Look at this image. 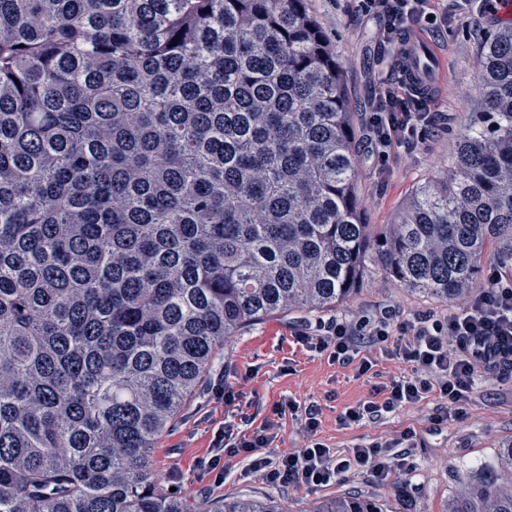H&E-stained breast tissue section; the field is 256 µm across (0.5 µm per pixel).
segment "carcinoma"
<instances>
[{
  "instance_id": "carcinoma-1",
  "label": "carcinoma",
  "mask_w": 512,
  "mask_h": 512,
  "mask_svg": "<svg viewBox=\"0 0 512 512\" xmlns=\"http://www.w3.org/2000/svg\"><path fill=\"white\" fill-rule=\"evenodd\" d=\"M477 67L493 125L367 224L307 0H0V512H187L152 449L228 337L375 268L441 301L509 269L512 23ZM446 512H512V438Z\"/></svg>"
}]
</instances>
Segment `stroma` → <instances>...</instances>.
<instances>
[{
    "label": "stroma",
    "mask_w": 512,
    "mask_h": 512,
    "mask_svg": "<svg viewBox=\"0 0 512 512\" xmlns=\"http://www.w3.org/2000/svg\"><path fill=\"white\" fill-rule=\"evenodd\" d=\"M308 7L331 42L344 69L357 135H365L366 111L378 90L377 74L398 81L392 48L384 42L381 21L362 18L357 0H308ZM502 25L492 0H471L467 24L449 23L447 31L429 28L445 70V87L430 101L438 121L434 133L411 155L380 170L364 150H356L359 190L368 223L387 224L406 197L438 175L451 160L458 137L474 125H490L480 92L477 59L486 38ZM390 306L407 313L443 314L459 307L422 293H412L373 271L362 291L339 307L324 311L287 312L239 331L229 339L203 375L196 392L174 418L153 450L154 470L162 488H175L189 512H209L224 498L252 497L284 503L289 512H309L319 498L361 494L383 501L387 512H442L460 480L493 463L502 439L512 436V372L482 373L462 417L435 423V398L403 408L376 423L344 426L346 407L367 400L378 375L410 374L408 364L377 355L374 373L357 376L353 368L333 363L327 355L307 350L294 338L297 329L331 318L349 319ZM239 385L242 396L234 412L258 427L282 398L320 405L321 439L338 454L371 440L415 434L417 469L395 483L378 485L367 475L348 473L338 484L317 488H281L254 478L241 459H233L223 485L202 476L199 460L209 456L213 434L227 412L211 387L221 380Z\"/></svg>",
    "instance_id": "stroma-1"
}]
</instances>
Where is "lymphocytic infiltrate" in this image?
<instances>
[{"instance_id": "1", "label": "lymphocytic infiltrate", "mask_w": 512, "mask_h": 512, "mask_svg": "<svg viewBox=\"0 0 512 512\" xmlns=\"http://www.w3.org/2000/svg\"><path fill=\"white\" fill-rule=\"evenodd\" d=\"M452 2L450 14L441 12L436 0H359V11L381 17L385 41L401 45L417 23L444 27L449 17L465 18L470 0ZM435 124L424 99L406 84L380 88L367 117L365 150L384 162H398L417 149L423 132ZM295 339L315 352L328 353L339 364H356L361 375L372 369L369 354L374 349L410 365V375L387 377L376 386L373 398L347 408L339 418L342 425L377 421L431 396L445 403L447 415L460 416L473 397L481 368L500 361L512 364V279L491 273L487 287L469 297L459 310L443 316L404 315L385 307L370 315L302 327ZM289 412L301 414L304 420L303 448L274 458L265 455ZM319 415L317 404L302 407L284 399L272 406L256 428L226 422L215 432L210 457L198 466L220 484L231 459L238 457L258 479L283 488L327 487L351 470L368 473L386 485L414 471L412 432L391 441L359 445L340 456L319 438Z\"/></svg>"}]
</instances>
